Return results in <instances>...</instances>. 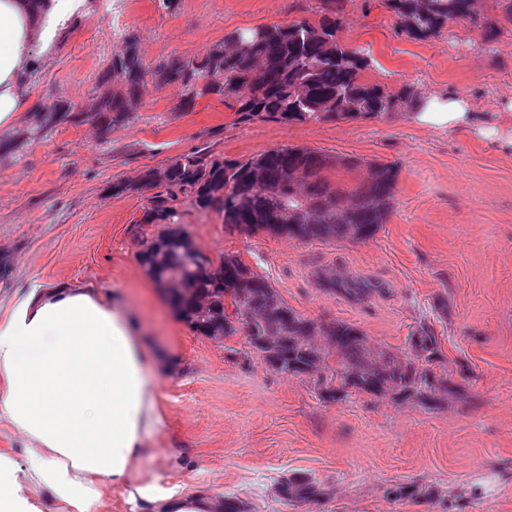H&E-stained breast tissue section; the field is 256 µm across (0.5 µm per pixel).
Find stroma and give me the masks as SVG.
<instances>
[{
	"mask_svg": "<svg viewBox=\"0 0 512 512\" xmlns=\"http://www.w3.org/2000/svg\"><path fill=\"white\" fill-rule=\"evenodd\" d=\"M316 0H93L38 82L27 112L53 100L86 104L124 32L138 36L144 61L194 58L225 32L315 19ZM345 42L366 48V80L396 90L445 91L467 98L492 124L512 121V35L486 42L479 29L449 24L440 37L395 34L381 0H344ZM177 88L146 85L138 119L101 130L64 123L25 151L0 157V307L31 288L66 284L99 293L141 328L156 355L150 374L160 428L140 483L180 485L212 502L233 496L251 512H512V152L474 132L440 133L393 113L377 121L239 124L223 101L179 106ZM303 146L354 160L326 176L333 188L358 186L369 162L399 167L392 213L367 242L303 244L265 232L245 234L185 197L173 206L199 251L235 254L265 276L288 305L318 321L340 319L390 352L405 349L427 323L448 370L469 368L463 398L431 410L349 393L322 398L308 377L243 361V335L216 342L195 332L165 301L139 260L153 190L116 195L118 181L171 158L208 148L247 160ZM371 285L353 301L326 292L320 271ZM447 294L440 317L435 297ZM306 473L332 488L318 503L287 506L272 492L283 474ZM435 493L425 504L387 497L395 483Z\"/></svg>",
	"mask_w": 512,
	"mask_h": 512,
	"instance_id": "1",
	"label": "stroma"
}]
</instances>
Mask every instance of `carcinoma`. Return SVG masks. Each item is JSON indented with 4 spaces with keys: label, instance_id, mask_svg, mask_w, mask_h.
Segmentation results:
<instances>
[{
    "label": "carcinoma",
    "instance_id": "carcinoma-1",
    "mask_svg": "<svg viewBox=\"0 0 512 512\" xmlns=\"http://www.w3.org/2000/svg\"><path fill=\"white\" fill-rule=\"evenodd\" d=\"M317 2L316 21L236 28L200 58L166 56L146 64L136 50L137 36L129 32L100 73L99 84L108 87L106 92L83 106L56 100L39 107L33 124L8 149L18 152L63 123L110 129L133 122L148 82L178 86L184 111L206 96L222 99L239 124L380 119L396 103L410 106L420 98L412 85L394 92L364 80L370 58L365 49L342 40L343 0ZM496 2L499 12L488 15L480 10L479 0H385L397 31L410 38L437 37L448 24L466 22L491 42L512 33V0ZM337 164L351 167L356 162L335 164L301 147L271 149L245 161L220 159L199 149L146 170L136 183L117 182L112 191L165 187V193L150 198L141 220L166 225L145 243L144 266L158 248L189 239L169 205L180 195L201 210L221 213L224 223L247 234L263 231L304 243L368 241L387 223L399 168L371 163L365 179L343 195L323 176ZM169 271L207 301L203 310L187 316L196 332L225 339L243 334L251 352L272 371L310 377L326 399L354 391L434 409L464 392L448 371H436L443 355L434 331L424 323L409 336L406 351L377 350L360 328L342 320L317 322L289 306L269 280L236 255L226 254L216 263L196 249L188 255L173 253ZM320 282L326 291L353 300L372 293L359 282L336 279L329 270L321 272ZM274 493L288 505L319 502L329 495L330 486L295 473L277 480ZM388 494L430 500L417 484L397 485Z\"/></svg>",
    "mask_w": 512,
    "mask_h": 512
}]
</instances>
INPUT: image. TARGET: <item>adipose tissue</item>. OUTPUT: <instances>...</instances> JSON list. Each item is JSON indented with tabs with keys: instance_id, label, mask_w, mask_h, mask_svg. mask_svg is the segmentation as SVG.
Returning <instances> with one entry per match:
<instances>
[{
	"instance_id": "obj_1",
	"label": "adipose tissue",
	"mask_w": 512,
	"mask_h": 512,
	"mask_svg": "<svg viewBox=\"0 0 512 512\" xmlns=\"http://www.w3.org/2000/svg\"><path fill=\"white\" fill-rule=\"evenodd\" d=\"M88 0H0V130L28 101V79L60 48ZM412 122L471 130L512 149V124H485L471 103L422 95ZM148 355L135 327L95 292L59 285L18 295L0 318V422L18 452L0 451V512H40V495L97 512L104 486L144 512H211V501L139 485L135 468L161 420Z\"/></svg>"
}]
</instances>
